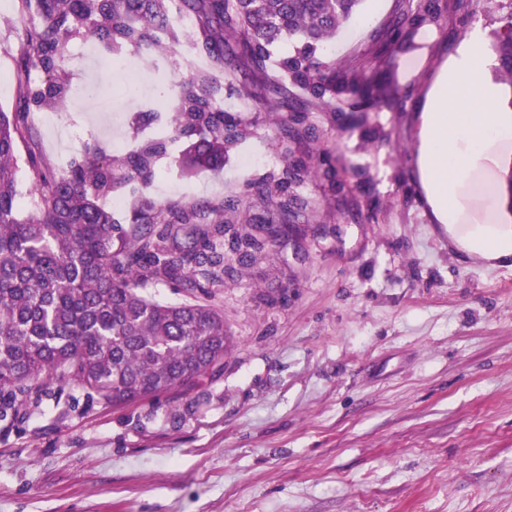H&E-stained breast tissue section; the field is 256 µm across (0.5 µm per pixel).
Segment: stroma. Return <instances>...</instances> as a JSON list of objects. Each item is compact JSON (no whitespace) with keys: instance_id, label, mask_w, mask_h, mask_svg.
I'll return each mask as SVG.
<instances>
[{"instance_id":"obj_1","label":"stroma","mask_w":512,"mask_h":512,"mask_svg":"<svg viewBox=\"0 0 512 512\" xmlns=\"http://www.w3.org/2000/svg\"><path fill=\"white\" fill-rule=\"evenodd\" d=\"M438 22L410 23L408 0H367L328 46L357 60L365 78L391 82V106L340 112L291 86L287 106L258 107L274 65L256 70L241 52L223 61L179 43L143 57L166 61L169 87L198 72L233 82L221 98L244 137L222 166L191 169L198 136L172 142L154 181L117 189L126 231L142 199L171 208L241 199L243 222L270 215L248 184L282 177L286 127L307 130L292 157L329 154L306 175L309 212L242 279L213 288L234 339L215 378L186 395L113 409L74 392L67 414L54 401L16 427H0V512H512V264L490 267L454 247L421 186L416 146L426 96L472 28L495 44L500 0H436ZM418 50L381 64V37L395 19ZM21 0H0V109L27 115L17 152L25 200L36 192L29 155L56 170L89 146L136 151L154 136L123 72L98 66L99 45L73 36L62 105L24 104ZM100 85L104 106L78 101ZM267 164L245 167L247 155ZM115 196V197H116ZM182 411L173 421V411Z\"/></svg>"}]
</instances>
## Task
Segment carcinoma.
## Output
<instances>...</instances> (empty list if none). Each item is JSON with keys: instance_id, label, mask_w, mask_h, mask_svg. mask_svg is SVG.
<instances>
[{"instance_id": "cac0c4a2", "label": "carcinoma", "mask_w": 512, "mask_h": 512, "mask_svg": "<svg viewBox=\"0 0 512 512\" xmlns=\"http://www.w3.org/2000/svg\"><path fill=\"white\" fill-rule=\"evenodd\" d=\"M41 21L22 29L29 47L26 69L50 76L43 90L25 87V102L57 103L64 92L62 63L70 37L90 21V35L106 51L150 52L178 41L169 0H38ZM366 0H182V10L204 17L199 46L224 56L226 35L240 33L239 46L263 69L274 61L285 78L322 98L344 99L364 112L388 99L385 88L317 53L355 17ZM495 51L512 83V0L502 17ZM290 42L293 53L275 54ZM413 45L395 25L387 58ZM223 78L196 73L183 78L167 132L122 156L88 148L58 172L38 157L29 160L37 181L34 212L20 217L24 199L16 180V152L26 131L25 113L0 110V422L11 428L49 395L61 402L82 391L105 407L124 408L146 399L185 395L193 380L224 362L233 340L224 310L210 288L224 283L272 251L277 238L264 224H238L240 201L202 203L171 212L151 200L131 211L138 225L126 237L112 209L100 203L121 182L156 177L167 141L205 135L194 163L219 167L241 137V120L217 104ZM122 172L117 180L115 172ZM302 179L282 178L253 186L263 205L285 216L309 202L294 191ZM189 291L180 303H160L149 285Z\"/></svg>"}]
</instances>
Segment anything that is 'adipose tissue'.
Returning a JSON list of instances; mask_svg holds the SVG:
<instances>
[{
    "mask_svg": "<svg viewBox=\"0 0 512 512\" xmlns=\"http://www.w3.org/2000/svg\"><path fill=\"white\" fill-rule=\"evenodd\" d=\"M493 63L480 31H473L442 66L421 114L418 169L425 196L449 240L495 266L512 262V225L496 194L473 203L475 177L491 171L512 144V112L488 76Z\"/></svg>",
    "mask_w": 512,
    "mask_h": 512,
    "instance_id": "obj_1",
    "label": "adipose tissue"
}]
</instances>
